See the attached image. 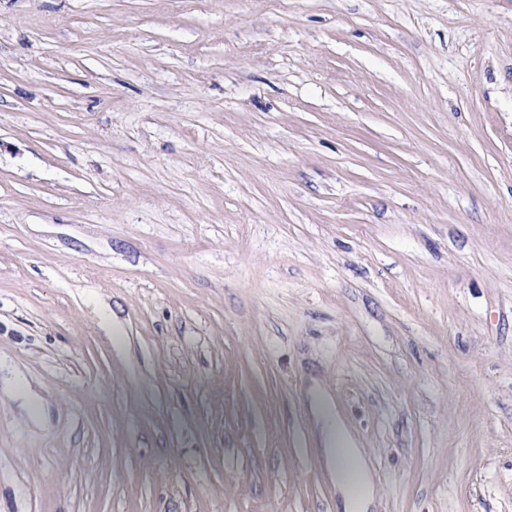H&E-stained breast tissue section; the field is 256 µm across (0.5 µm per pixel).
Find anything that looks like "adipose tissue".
Here are the masks:
<instances>
[{
    "instance_id": "ef3b65f1",
    "label": "adipose tissue",
    "mask_w": 512,
    "mask_h": 512,
    "mask_svg": "<svg viewBox=\"0 0 512 512\" xmlns=\"http://www.w3.org/2000/svg\"><path fill=\"white\" fill-rule=\"evenodd\" d=\"M314 412L317 435L335 478L339 512H371L378 488L363 449L335 416L327 397L316 399Z\"/></svg>"
}]
</instances>
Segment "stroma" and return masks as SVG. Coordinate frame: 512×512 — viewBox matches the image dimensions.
Wrapping results in <instances>:
<instances>
[{"label": "stroma", "instance_id": "35a3bbf8", "mask_svg": "<svg viewBox=\"0 0 512 512\" xmlns=\"http://www.w3.org/2000/svg\"><path fill=\"white\" fill-rule=\"evenodd\" d=\"M512 512V0H0V512ZM317 435L331 466L341 512H370L378 496L363 448L344 426L331 401L319 396L314 403Z\"/></svg>", "mask_w": 512, "mask_h": 512}]
</instances>
